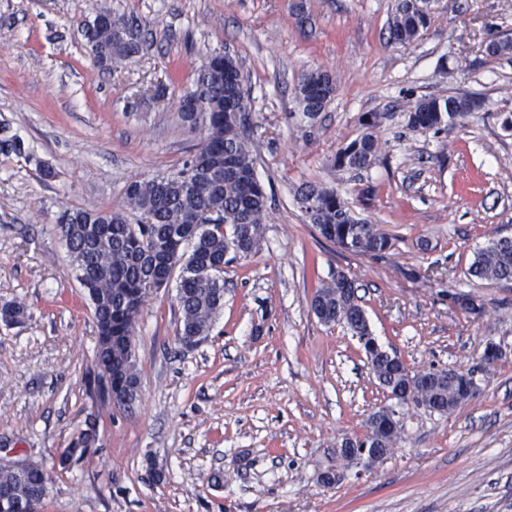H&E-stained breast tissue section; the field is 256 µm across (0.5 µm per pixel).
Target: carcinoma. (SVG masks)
<instances>
[{
  "instance_id": "carcinoma-1",
  "label": "carcinoma",
  "mask_w": 512,
  "mask_h": 512,
  "mask_svg": "<svg viewBox=\"0 0 512 512\" xmlns=\"http://www.w3.org/2000/svg\"><path fill=\"white\" fill-rule=\"evenodd\" d=\"M430 15L406 2L398 5L389 26L390 39L413 43L429 26ZM96 64L110 70L139 53L141 24L123 15L106 17L98 11L81 27ZM332 74L321 67L307 71L296 91L306 109L313 110L327 93H335ZM191 108L179 106L183 121L200 132L201 141L182 166L164 175L136 178L125 190L118 208H67L56 224L86 293L97 328L95 364L106 365L112 382L106 399L118 406L135 399L140 378L133 346L135 327L145 298L158 289L159 280L178 274L177 300L182 319L178 339L191 346L208 336L224 305V264L227 256H248L260 250L267 218L265 197H255L239 172L255 170L245 125L252 101L235 76L224 68L221 54L209 56L196 71L189 94ZM464 96L422 98L410 110L408 125L415 132L439 131L473 110ZM378 141L366 133L350 142L336 156V167L368 169L378 157ZM310 201L306 218L326 240L360 255H379L392 247V238L378 225L355 214L332 187L309 184L298 192ZM467 274L481 281L512 280V237H498L478 249ZM316 317L327 325L343 324L357 337L370 369L390 394L409 390L416 403L441 414H450L469 396L464 375L454 371L398 373L396 354L383 349L357 303L354 283L334 279L318 289L312 300ZM24 317L18 303L0 307V322L10 325ZM112 337L105 343L103 337ZM386 408L372 413L367 433L359 444L383 448L382 460L391 454L403 428L400 417H389ZM94 441L93 431L80 434L61 456V465L82 462ZM10 489L16 502H42L47 479L41 466L29 462L24 476L0 469V488Z\"/></svg>"
}]
</instances>
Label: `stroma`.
<instances>
[{
  "instance_id": "1",
  "label": "stroma",
  "mask_w": 512,
  "mask_h": 512,
  "mask_svg": "<svg viewBox=\"0 0 512 512\" xmlns=\"http://www.w3.org/2000/svg\"><path fill=\"white\" fill-rule=\"evenodd\" d=\"M398 0H0V459L43 467L39 512H512V281L467 277L474 252L512 237V0H434L408 46L388 40ZM107 10L139 19L135 60L99 68L81 34ZM238 62L253 99L248 134L268 196L258 254L224 266V306L183 347L176 283L150 293L134 336L139 398H102L97 329L55 229L68 208H117L133 179L172 170L200 139L178 112L201 62ZM336 80L316 117L295 88ZM479 107L439 133L408 126L422 98ZM374 128L376 163L336 168ZM336 189L394 239L357 255L323 239L295 194ZM354 281L374 336L411 370L467 372L452 414L402 406L393 453L344 467L342 437L391 405L345 326L314 315L336 272ZM479 296L472 316L449 293ZM495 344L501 356L486 363ZM91 453L59 458L88 426ZM345 469L326 487L318 475ZM161 480H154V471Z\"/></svg>"
}]
</instances>
